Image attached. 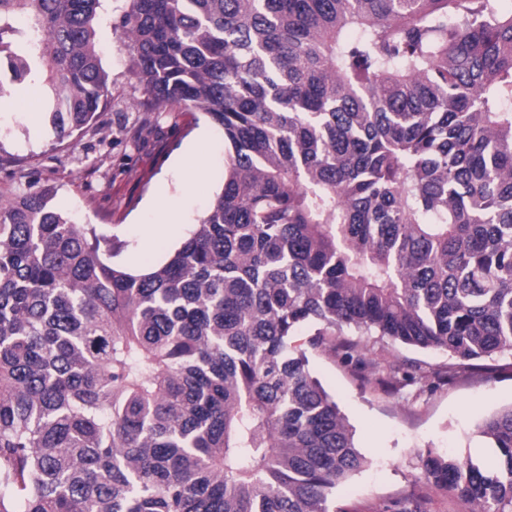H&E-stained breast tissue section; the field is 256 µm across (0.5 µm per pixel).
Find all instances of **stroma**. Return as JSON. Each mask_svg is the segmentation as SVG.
<instances>
[{"label": "stroma", "mask_w": 512, "mask_h": 512, "mask_svg": "<svg viewBox=\"0 0 512 512\" xmlns=\"http://www.w3.org/2000/svg\"><path fill=\"white\" fill-rule=\"evenodd\" d=\"M116 15L105 0L97 42L109 75L104 111L87 128L57 140L48 131L43 84L20 108L0 107V193L31 186L55 188L54 205L80 224H100L127 246L117 261L132 269L164 262L189 237L222 187L224 136L202 114L181 106L156 111L141 103L128 77V54L114 33ZM34 123H27L26 113ZM175 209L180 223L166 243L151 242L161 212ZM360 341L369 357L407 364L447 363L441 352L395 346L378 337ZM310 366L355 430V443L370 464L336 489L329 512H389L395 502L417 495L418 455L478 454L476 425L512 404V354L492 361L491 372L466 371L453 383L391 395L363 383L341 360L320 351Z\"/></svg>", "instance_id": "obj_1"}]
</instances>
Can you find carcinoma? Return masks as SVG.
Returning a JSON list of instances; mask_svg holds the SVG:
<instances>
[{
  "instance_id": "cac0c4a2",
  "label": "carcinoma",
  "mask_w": 512,
  "mask_h": 512,
  "mask_svg": "<svg viewBox=\"0 0 512 512\" xmlns=\"http://www.w3.org/2000/svg\"><path fill=\"white\" fill-rule=\"evenodd\" d=\"M102 2L0 0V92L43 79L58 139L109 95ZM112 11L147 99L223 131V185L138 272L54 189L0 194V512H328L366 459L308 351L393 391L452 375L385 371L346 330L512 353V3ZM476 433L496 459L429 450L423 487L512 512V405Z\"/></svg>"
}]
</instances>
